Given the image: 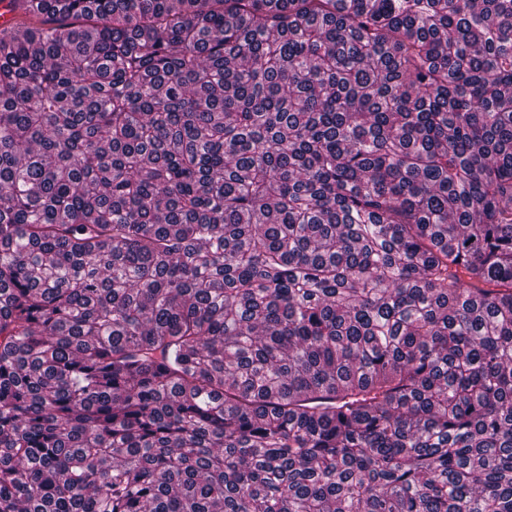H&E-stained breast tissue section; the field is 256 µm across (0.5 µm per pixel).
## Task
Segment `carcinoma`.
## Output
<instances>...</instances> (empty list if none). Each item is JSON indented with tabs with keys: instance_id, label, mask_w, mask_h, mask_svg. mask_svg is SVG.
Here are the masks:
<instances>
[{
	"instance_id": "carcinoma-1",
	"label": "carcinoma",
	"mask_w": 512,
	"mask_h": 512,
	"mask_svg": "<svg viewBox=\"0 0 512 512\" xmlns=\"http://www.w3.org/2000/svg\"><path fill=\"white\" fill-rule=\"evenodd\" d=\"M0 3V512H512V0Z\"/></svg>"
}]
</instances>
